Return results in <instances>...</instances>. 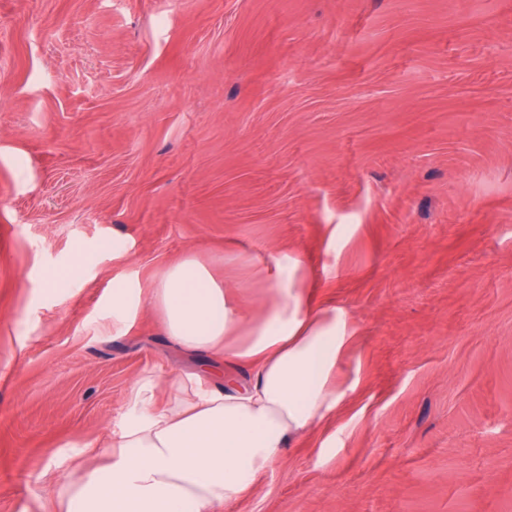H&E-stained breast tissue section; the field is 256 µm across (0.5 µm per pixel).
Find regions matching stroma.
Returning <instances> with one entry per match:
<instances>
[{
	"mask_svg": "<svg viewBox=\"0 0 512 512\" xmlns=\"http://www.w3.org/2000/svg\"><path fill=\"white\" fill-rule=\"evenodd\" d=\"M277 252L360 384L224 512H512V0H0V512L206 363L114 278ZM129 288L112 289V319L126 324L132 309L141 301L140 290L135 295Z\"/></svg>",
	"mask_w": 512,
	"mask_h": 512,
	"instance_id": "obj_1",
	"label": "stroma"
}]
</instances>
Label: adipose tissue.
<instances>
[{"label":"adipose tissue","mask_w":512,"mask_h":512,"mask_svg":"<svg viewBox=\"0 0 512 512\" xmlns=\"http://www.w3.org/2000/svg\"><path fill=\"white\" fill-rule=\"evenodd\" d=\"M264 288L249 314L195 257L162 272L148 300L169 340L247 377L137 378L107 451L83 444V464L48 483L50 512H223L291 441L339 412L359 384L358 322L317 301L298 254L274 256Z\"/></svg>","instance_id":"obj_1"}]
</instances>
